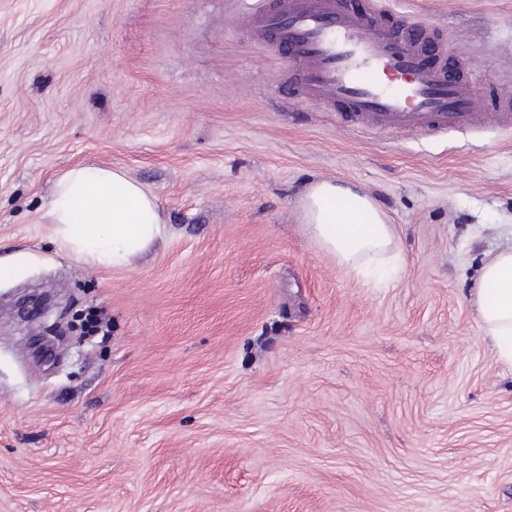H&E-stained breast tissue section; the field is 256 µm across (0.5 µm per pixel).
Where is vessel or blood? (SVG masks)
Listing matches in <instances>:
<instances>
[{
    "label": "vessel or blood",
    "mask_w": 512,
    "mask_h": 512,
    "mask_svg": "<svg viewBox=\"0 0 512 512\" xmlns=\"http://www.w3.org/2000/svg\"><path fill=\"white\" fill-rule=\"evenodd\" d=\"M382 0L359 8L352 0H275L245 12L267 50L287 53L300 97L349 112L358 127L409 130L422 136L474 127L493 111L512 127V102L489 104L475 76L452 78L446 62L424 67L422 44L395 34Z\"/></svg>",
    "instance_id": "vessel-or-blood-1"
}]
</instances>
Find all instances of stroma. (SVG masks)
I'll return each mask as SVG.
<instances>
[{
    "instance_id": "35a3bbf8",
    "label": "stroma",
    "mask_w": 512,
    "mask_h": 512,
    "mask_svg": "<svg viewBox=\"0 0 512 512\" xmlns=\"http://www.w3.org/2000/svg\"><path fill=\"white\" fill-rule=\"evenodd\" d=\"M512 92V0H386ZM238 0H0V512H512V366L473 290L512 245V130L366 132L297 99ZM77 165L165 232L126 268L59 247ZM376 199L401 264L304 234L309 182ZM66 331L50 357L23 299Z\"/></svg>"
}]
</instances>
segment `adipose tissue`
Here are the masks:
<instances>
[{"mask_svg": "<svg viewBox=\"0 0 512 512\" xmlns=\"http://www.w3.org/2000/svg\"><path fill=\"white\" fill-rule=\"evenodd\" d=\"M48 216L58 244L97 266H128L164 233L156 197L110 167L79 165L62 173L54 183ZM302 222L320 249L349 272L399 256L394 225L355 186L311 183L302 197ZM473 301L498 359L512 365V246L482 265Z\"/></svg>", "mask_w": 512, "mask_h": 512, "instance_id": "obj_1", "label": "adipose tissue"}]
</instances>
